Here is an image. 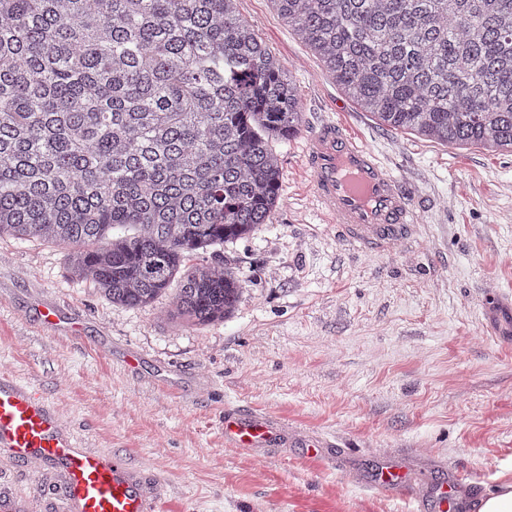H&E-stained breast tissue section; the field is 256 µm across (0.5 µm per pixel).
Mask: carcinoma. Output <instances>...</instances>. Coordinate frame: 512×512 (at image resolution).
<instances>
[{
  "mask_svg": "<svg viewBox=\"0 0 512 512\" xmlns=\"http://www.w3.org/2000/svg\"><path fill=\"white\" fill-rule=\"evenodd\" d=\"M236 0H0V236L180 327L230 318L218 257L276 207L302 112ZM380 125L512 151V0H271ZM191 256L199 262L188 267Z\"/></svg>",
  "mask_w": 512,
  "mask_h": 512,
  "instance_id": "cac0c4a2",
  "label": "carcinoma"
}]
</instances>
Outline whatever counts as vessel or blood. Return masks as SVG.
<instances>
[{
  "mask_svg": "<svg viewBox=\"0 0 512 512\" xmlns=\"http://www.w3.org/2000/svg\"><path fill=\"white\" fill-rule=\"evenodd\" d=\"M304 159L318 212L351 244L381 249L408 237L419 217L384 161L342 124L323 120ZM253 418L229 417L224 435L253 448L275 435ZM0 446L23 464L51 462L65 476V512H154L140 476L124 458L83 447L32 383L0 376Z\"/></svg>",
  "mask_w": 512,
  "mask_h": 512,
  "instance_id": "vessel-or-blood-1",
  "label": "vessel or blood"
}]
</instances>
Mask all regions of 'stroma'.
Segmentation results:
<instances>
[{"label":"stroma","instance_id":"1","mask_svg":"<svg viewBox=\"0 0 512 512\" xmlns=\"http://www.w3.org/2000/svg\"><path fill=\"white\" fill-rule=\"evenodd\" d=\"M237 10L292 75L303 122L271 144L270 224L221 251L245 280L236 313L175 327L72 281L66 248L2 237L0 374L31 381L85 447L127 457L155 512H440L457 477L473 512L512 456V152L380 126L270 0ZM325 117L405 186L410 238L361 250L316 210L302 152ZM229 415L278 435L236 447ZM394 466L406 485L380 488ZM61 487L0 448V496L59 512Z\"/></svg>","mask_w":512,"mask_h":512}]
</instances>
